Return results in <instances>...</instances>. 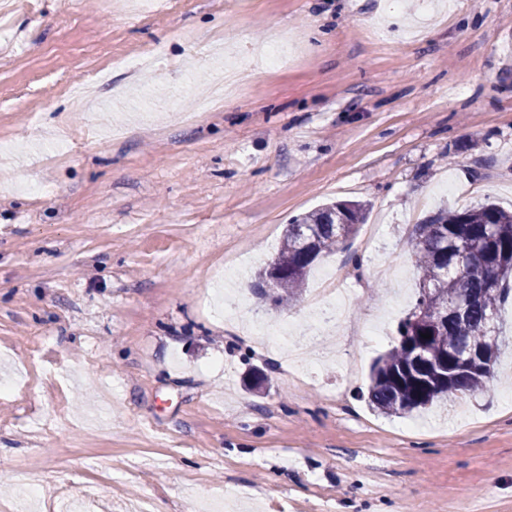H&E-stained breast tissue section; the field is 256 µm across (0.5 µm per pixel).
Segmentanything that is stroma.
Masks as SVG:
<instances>
[{"label": "stroma", "instance_id": "obj_1", "mask_svg": "<svg viewBox=\"0 0 512 512\" xmlns=\"http://www.w3.org/2000/svg\"><path fill=\"white\" fill-rule=\"evenodd\" d=\"M285 42V66L257 48ZM151 54L134 78L129 67ZM0 503L154 494L257 512H512V348L492 391L405 417L366 401L431 206L512 208V0H15L0 23ZM40 174L51 192H30ZM369 203L305 300L235 295L289 220ZM243 255L241 277L224 260ZM319 327L293 370L253 320Z\"/></svg>", "mask_w": 512, "mask_h": 512}]
</instances>
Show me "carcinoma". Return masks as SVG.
<instances>
[{"mask_svg": "<svg viewBox=\"0 0 512 512\" xmlns=\"http://www.w3.org/2000/svg\"><path fill=\"white\" fill-rule=\"evenodd\" d=\"M367 211L362 201L336 202L287 224L277 256L251 285L259 303L277 308L298 300L319 256L349 240ZM408 244L420 273L418 297L399 324L397 344L374 365L367 392L373 410L397 417L490 393L497 359L512 343L498 323L487 331L488 317L509 295L503 282L512 275V211L494 203L440 207L414 226ZM271 274L273 294L264 288ZM455 301L465 304L463 317L435 325L434 315Z\"/></svg>", "mask_w": 512, "mask_h": 512, "instance_id": "cac0c4a2", "label": "carcinoma"}]
</instances>
